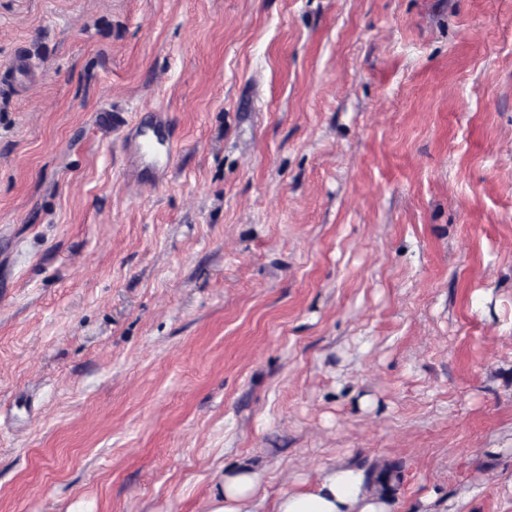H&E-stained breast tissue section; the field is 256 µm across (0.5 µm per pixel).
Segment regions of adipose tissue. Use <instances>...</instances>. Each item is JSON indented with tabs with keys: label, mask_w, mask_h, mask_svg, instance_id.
I'll return each instance as SVG.
<instances>
[{
	"label": "adipose tissue",
	"mask_w": 512,
	"mask_h": 512,
	"mask_svg": "<svg viewBox=\"0 0 512 512\" xmlns=\"http://www.w3.org/2000/svg\"><path fill=\"white\" fill-rule=\"evenodd\" d=\"M366 482V468L334 464L280 494L269 512H392L389 500L367 492ZM263 484L262 473L247 465L220 472L208 512H253Z\"/></svg>",
	"instance_id": "obj_1"
}]
</instances>
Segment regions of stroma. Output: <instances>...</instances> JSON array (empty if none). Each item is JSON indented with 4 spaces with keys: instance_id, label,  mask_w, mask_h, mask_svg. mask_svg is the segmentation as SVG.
Listing matches in <instances>:
<instances>
[{
    "instance_id": "stroma-1",
    "label": "stroma",
    "mask_w": 512,
    "mask_h": 512,
    "mask_svg": "<svg viewBox=\"0 0 512 512\" xmlns=\"http://www.w3.org/2000/svg\"><path fill=\"white\" fill-rule=\"evenodd\" d=\"M335 462L512 512V0H0V512Z\"/></svg>"
}]
</instances>
